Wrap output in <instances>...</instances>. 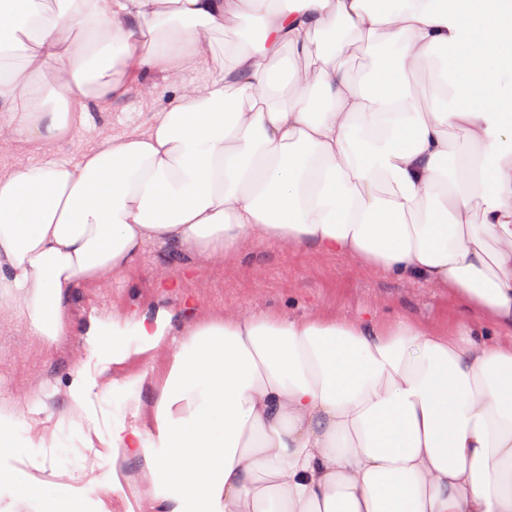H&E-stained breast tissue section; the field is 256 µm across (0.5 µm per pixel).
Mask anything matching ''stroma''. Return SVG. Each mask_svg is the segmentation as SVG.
Returning a JSON list of instances; mask_svg holds the SVG:
<instances>
[{"mask_svg": "<svg viewBox=\"0 0 512 512\" xmlns=\"http://www.w3.org/2000/svg\"><path fill=\"white\" fill-rule=\"evenodd\" d=\"M150 112L146 96L136 92L110 109L91 110L77 138L55 143L50 153L26 142L0 144V171L12 169L23 157L78 161L104 138L146 122ZM160 309L174 314L166 342L152 352L130 355L112 366L108 377H99L84 340L93 319L153 314ZM371 309L384 320L405 315L428 329L451 335L459 332L464 317L462 302L447 289L395 279L311 246L252 238L205 258L183 259L167 244L149 242L134 267L75 289L70 333L55 345H45L30 335L17 306L0 307V402L14 407L28 425L30 437L55 429L62 439L73 441L79 430L92 424L106 427L111 417L123 414L119 396L103 397L104 379L138 378L142 381L138 418L147 424L176 341L190 324L259 312L353 319ZM79 369L91 391L85 416L70 421L66 418L67 388ZM36 393L45 397L46 407L40 412L28 404ZM57 466L74 475V486L83 494L88 512L97 509L95 488L114 476L121 489L107 502L108 512H145L134 497L152 479L142 461L133 459L113 469L108 449L97 445L62 457Z\"/></svg>", "mask_w": 512, "mask_h": 512, "instance_id": "stroma-1", "label": "stroma"}]
</instances>
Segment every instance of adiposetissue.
Instances as JSON below:
<instances>
[{
	"mask_svg": "<svg viewBox=\"0 0 512 512\" xmlns=\"http://www.w3.org/2000/svg\"><path fill=\"white\" fill-rule=\"evenodd\" d=\"M246 15L254 35L217 50ZM362 36L378 65L359 83L341 60ZM18 48L0 143L51 146L89 120L58 111L74 93L108 109L161 78L145 127L0 172V302L31 335H68L74 288L151 240L313 246L450 287L468 313L452 338L404 315L187 328L150 428L121 417L105 440L145 462L158 512H512V0H0V55ZM426 67L450 80L427 111L405 83ZM171 320L96 321L100 374ZM22 431L0 405V455L30 464L0 468L11 512H86L36 476L66 444Z\"/></svg>",
	"mask_w": 512,
	"mask_h": 512,
	"instance_id": "adipose-tissue-1",
	"label": "adipose tissue"
}]
</instances>
